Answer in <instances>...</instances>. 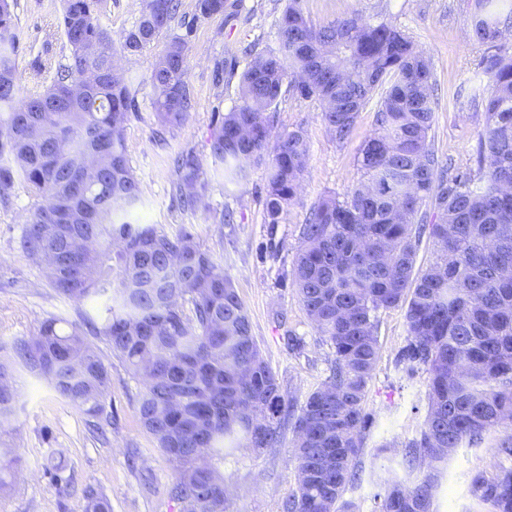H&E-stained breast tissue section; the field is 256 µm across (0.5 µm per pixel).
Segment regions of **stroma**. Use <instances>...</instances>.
Returning a JSON list of instances; mask_svg holds the SVG:
<instances>
[{"mask_svg": "<svg viewBox=\"0 0 512 512\" xmlns=\"http://www.w3.org/2000/svg\"><path fill=\"white\" fill-rule=\"evenodd\" d=\"M284 5L285 0H243L234 27H225L220 16L195 23L188 81L196 109L179 128L161 129L152 107L148 76L157 50L120 62L138 103L124 129L130 166L143 187L132 222L155 225L170 235L185 227L192 231L202 250L232 279L262 355L276 372L284 398L292 402L283 411L276 447L258 453L242 448L220 463L230 489L225 512H282L283 501L297 489L292 423L309 393L327 381L334 350L311 323L288 274L313 206L326 195H344L360 179L359 147L375 128L377 106L371 102L360 112L350 140L340 144L327 131L317 101L282 97L273 118L274 133L299 127L309 144L297 199L279 224L271 226L265 222V166L251 167L243 184L225 185L223 168L213 163L208 142L213 109L237 101L238 82L215 85L214 64L228 49L239 52L252 45L260 52L276 50V23ZM304 6L317 23L356 10L367 18L383 16L410 35L430 58L436 80L432 148L441 162L475 168L485 114L469 100L473 85L482 78L483 49L468 37L474 0H304ZM16 14L18 60L29 88L36 51L45 50L52 60L64 52L59 0H17ZM186 149L201 159L208 180L206 206L193 213L181 210L172 198L176 175L170 159ZM33 204L22 185L9 201H0V353L6 355L17 340L35 336L46 319L78 323L87 315H104L108 303L104 295L81 302L59 296L44 270L19 250L17 241ZM227 208L235 212L234 223H217V214ZM404 313L401 307L378 313L380 356L367 392L375 423L356 460L362 481L344 494L358 512H378L385 478L412 480L402 452L424 426L426 375H411L395 366L407 341ZM292 333L303 340L296 351L287 345ZM93 345L111 375L107 419L98 432L91 430L89 416L59 397L45 378L18 368L20 396L12 428L0 439L21 464L16 481L0 492V512H85L91 493L105 494L111 512H181L169 495L177 472L138 417L142 381L131 377L103 340L94 339ZM496 441V436H488L480 445L459 449L449 460L434 494V512H489L472 497L467 475H492L503 465Z\"/></svg>", "mask_w": 512, "mask_h": 512, "instance_id": "35a3bbf8", "label": "stroma"}]
</instances>
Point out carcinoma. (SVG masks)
Instances as JSON below:
<instances>
[{
	"label": "carcinoma",
	"mask_w": 512,
	"mask_h": 512,
	"mask_svg": "<svg viewBox=\"0 0 512 512\" xmlns=\"http://www.w3.org/2000/svg\"><path fill=\"white\" fill-rule=\"evenodd\" d=\"M302 2L288 0L277 52L253 54L242 70L234 53L216 63L215 86L237 76L239 97L228 111L215 110L209 138L227 182L267 165L266 220L277 224L297 198L309 147L300 128L271 141L272 107L286 94L319 102L328 131L343 143L378 98L375 130L359 156L363 181L312 208L289 274L335 358L294 422L299 480L283 512H355L344 494L361 481L356 458L374 423L366 396L379 358L377 313L395 307L405 308L408 333L397 364L428 375L425 424L403 455L422 475L409 485L386 480L379 512H433L438 475L457 449L497 434L498 453L512 456V192L504 190L512 184V52L504 45L512 0H475L470 21L469 38L486 47L487 82L471 95L486 119L480 178L441 166L431 149L433 73L403 31L357 11L316 24ZM16 7L0 0V199L19 184L40 199L20 248L48 266L59 295L83 301L109 291L111 303L103 317L80 324L46 320L14 358L0 359V431L12 425L18 364L101 417L111 377L86 340L100 336L133 376L147 379L139 418L177 470L170 494L182 512H224L216 463L239 448L275 447L284 397L231 279L194 234L128 221L142 199L124 142L137 104L113 75L119 58L166 39L149 75L153 106L161 127L184 125L195 107L187 65L193 26L168 34L181 0H139L138 17L115 40L104 0H62L68 55L43 91L23 97ZM241 8L242 0H196L194 19L222 15L230 25ZM97 149L91 171L83 157ZM173 167L179 206L203 207L200 158L181 151ZM428 203L431 221L422 212ZM425 236L435 258L417 270ZM469 484L491 512H512V468L492 477L478 471Z\"/></svg>",
	"instance_id": "cac0c4a2"
}]
</instances>
